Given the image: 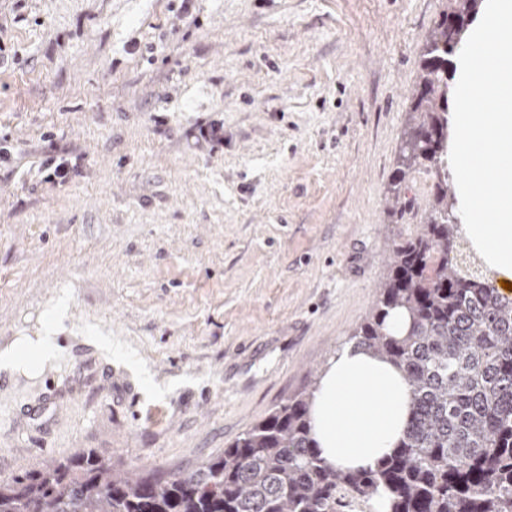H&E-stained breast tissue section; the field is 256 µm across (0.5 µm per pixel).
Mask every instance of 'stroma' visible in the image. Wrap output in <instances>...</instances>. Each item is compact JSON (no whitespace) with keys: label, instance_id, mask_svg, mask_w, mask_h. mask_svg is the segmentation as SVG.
Returning <instances> with one entry per match:
<instances>
[{"label":"stroma","instance_id":"obj_1","mask_svg":"<svg viewBox=\"0 0 512 512\" xmlns=\"http://www.w3.org/2000/svg\"><path fill=\"white\" fill-rule=\"evenodd\" d=\"M445 8L0 0V353L55 336L0 367V482L195 469L319 375L424 222L432 175L389 188ZM47 170L51 171L42 177V181L53 185L65 184L71 172L70 163L64 157L52 158L47 163H43L42 172ZM55 350L54 338L49 333L43 336L34 346L17 347L10 351L5 361L12 364H25L29 360L40 361L47 359Z\"/></svg>","mask_w":512,"mask_h":512}]
</instances>
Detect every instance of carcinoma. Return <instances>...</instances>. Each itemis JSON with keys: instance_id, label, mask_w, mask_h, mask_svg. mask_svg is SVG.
Instances as JSON below:
<instances>
[{"instance_id": "carcinoma-1", "label": "carcinoma", "mask_w": 512, "mask_h": 512, "mask_svg": "<svg viewBox=\"0 0 512 512\" xmlns=\"http://www.w3.org/2000/svg\"><path fill=\"white\" fill-rule=\"evenodd\" d=\"M479 0H447L421 56L392 198L434 176L420 232L395 244L357 346L405 372L410 418L390 455L365 470L329 465L311 434L317 380L214 457L169 478L120 471L82 450L0 483V512H512V297L462 259L448 185V66ZM400 309L410 326L386 329Z\"/></svg>"}]
</instances>
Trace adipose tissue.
<instances>
[{"mask_svg":"<svg viewBox=\"0 0 512 512\" xmlns=\"http://www.w3.org/2000/svg\"><path fill=\"white\" fill-rule=\"evenodd\" d=\"M453 64L445 161L454 180V213L484 265L512 276V0H480ZM409 413L403 371L346 344L321 374L312 433L329 464L368 469L397 447Z\"/></svg>","mask_w":512,"mask_h":512,"instance_id":"ef3b65f1","label":"adipose tissue"}]
</instances>
